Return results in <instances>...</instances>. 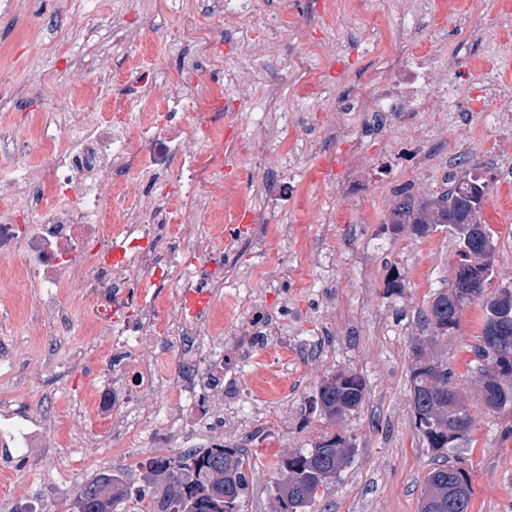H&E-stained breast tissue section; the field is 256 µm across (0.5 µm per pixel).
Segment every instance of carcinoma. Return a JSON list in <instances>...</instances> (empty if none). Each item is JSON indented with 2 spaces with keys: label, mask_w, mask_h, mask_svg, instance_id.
<instances>
[{
  "label": "carcinoma",
  "mask_w": 512,
  "mask_h": 512,
  "mask_svg": "<svg viewBox=\"0 0 512 512\" xmlns=\"http://www.w3.org/2000/svg\"><path fill=\"white\" fill-rule=\"evenodd\" d=\"M472 174H455L448 189L432 199L399 194L391 231H408L423 238L448 228L459 243L457 263L448 288L436 293L420 311L429 336L415 337L410 346L411 407L415 428L427 447L439 454L460 448L472 432L470 406L458 394L448 361L434 351L435 344L459 326L464 307L481 304V336L473 347L480 373V404L493 412L512 408V297L492 294L486 285L494 271L498 240L484 239L478 227L482 208L472 209L468 181ZM365 377L338 369L324 377L312 401V411L336 422L363 404ZM352 440L336 432L326 433L313 447L302 449L277 463L272 486L276 512H311L321 488L335 479L354 456ZM146 484L154 491L130 490L121 476L110 473L82 483L72 512H240L250 489V459L242 448L226 444L198 448L164 459L142 463ZM471 481L463 467L440 465L428 475L420 512H469Z\"/></svg>",
  "instance_id": "cac0c4a2"
}]
</instances>
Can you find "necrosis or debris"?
Returning <instances> with one entry per match:
<instances>
[{"mask_svg": "<svg viewBox=\"0 0 512 512\" xmlns=\"http://www.w3.org/2000/svg\"><path fill=\"white\" fill-rule=\"evenodd\" d=\"M200 91L196 75L167 84L162 97L170 110L158 116L133 111L123 96L108 99L102 112L60 106L51 124L36 123L30 132V149L48 156L43 167L24 164L18 141L0 127V157L18 168L0 182V196L9 200L0 209V288L30 290L23 316L34 336L63 335L70 322L64 291L78 289L94 303L93 335L112 339L109 368L97 372L88 397L67 409L77 428L60 434L55 417L28 419L17 398L4 397L0 446L106 448L159 420L174 427L176 447L195 448L224 425L257 427L271 393L248 369H225L224 349L213 340L273 336L282 360L288 319L265 317L246 301L240 323L230 326L216 309L192 305L195 295L224 286V250L215 243L224 227L212 225L204 235L193 220L224 191V139L187 134L173 113L196 102ZM453 95L432 55L403 46L351 106L366 112L369 128L404 118L419 135L427 117L449 111ZM172 158L178 170L169 167ZM130 170L174 189L128 206ZM241 231L276 278H286L288 259L272 243L293 236V226L253 223ZM168 286L172 297L159 299L158 289ZM169 348L175 362L162 374L159 355Z\"/></svg>", "mask_w": 512, "mask_h": 512, "instance_id": "necrosis-or-debris-1", "label": "necrosis or debris"}]
</instances>
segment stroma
<instances>
[{"instance_id": "obj_1", "label": "stroma", "mask_w": 512, "mask_h": 512, "mask_svg": "<svg viewBox=\"0 0 512 512\" xmlns=\"http://www.w3.org/2000/svg\"><path fill=\"white\" fill-rule=\"evenodd\" d=\"M363 2L355 9L351 0H266L265 15L245 21L212 13L206 0H166L162 5L154 0H23L21 9L0 12V127L14 128L25 122L28 111L59 102L61 70L76 53L90 51L111 62V84L96 90L102 102L117 95L136 98V80L143 73L156 74L161 83L185 77L183 65L194 54L183 27L188 18L222 39L211 63L214 71L237 66L259 75L243 94L225 88L224 135L245 144L266 131L279 143V177L273 184L264 178L267 159L261 149L228 155L232 188L224 194V221L232 223L242 208L263 211L270 224L305 225L303 245L313 259L300 268L306 287L285 280L274 289L267 286L261 257L246 241H239L224 262V292L213 301L216 309H225L227 300L252 295L262 312L291 315L288 347L293 360L287 373L258 375L260 383L280 394L276 409L267 414L265 436L241 442L252 459L241 512H275L277 462L312 447L331 430L350 436L355 453L321 489L313 512H419L436 458L413 425L409 343L422 332L419 309L447 288L459 245L444 228L423 238L387 232L400 189L426 198L447 189L449 174L481 176L490 188L483 218L498 237L486 290L495 292L512 281V118L497 121L498 101L485 94L481 81L482 69L492 68L503 90L512 94V24L495 25L500 16L512 21V0H429L418 12L411 0H398L394 8L385 0ZM284 9L291 24L274 50L244 47L245 35L263 31L266 20ZM120 10L140 19L137 41L104 30L88 41L76 24L83 16ZM46 16L57 19L68 37L56 38L41 28ZM437 24L443 40L434 55L448 62L446 77L455 89L452 105L468 112L467 124H448L431 141L430 169H419L411 158L408 123L390 121L367 137L365 160L355 174H345L339 166L322 174V156L344 159L345 143L307 133V117L314 114L327 123L357 88L369 87L380 75L396 36L423 51ZM299 54L309 60L302 70L292 65ZM273 87L279 92L275 101L268 96ZM278 106L288 109V124L275 121ZM329 201L341 222L327 235L316 216L319 205ZM395 270L405 284L400 294L386 288ZM15 295V312L0 310V344L14 350L16 372L27 377L22 405L31 418L61 415L89 381L73 353L87 341L84 327L91 305L71 294L69 335L32 336L16 314L31 298L21 288ZM482 316L479 304L469 305L458 329L438 345L474 417L468 445L450 450L448 457L469 472L471 512H512V413H495L479 404L472 348L481 334ZM340 368L364 375L368 390L354 414L332 425L305 409L324 376ZM146 433L147 440L136 445L135 468L118 446L86 448L69 457L56 448L15 454L0 447V512H8L9 504L22 496L40 512H67L79 485L105 471L125 470L132 485H141V462L177 453L165 424H149Z\"/></svg>"}]
</instances>
